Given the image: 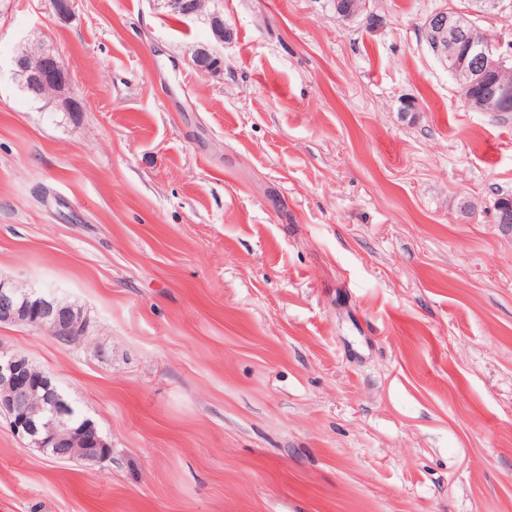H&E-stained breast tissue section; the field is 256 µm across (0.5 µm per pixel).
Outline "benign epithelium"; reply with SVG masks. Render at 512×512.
Here are the masks:
<instances>
[{
  "mask_svg": "<svg viewBox=\"0 0 512 512\" xmlns=\"http://www.w3.org/2000/svg\"><path fill=\"white\" fill-rule=\"evenodd\" d=\"M168 5L187 16L201 12L203 0H168ZM475 26L471 14L440 8L428 15L421 31L432 44L436 59L456 81L473 85L490 72H501L512 58V45L487 33L479 41L463 43V33ZM203 72H214L220 59L207 48L193 58ZM14 74L35 98L65 112L76 106L69 67L53 51L40 52L35 65L14 58ZM512 94V88L497 80L482 89L471 102L478 112H496ZM0 323L21 324L42 331L62 345L79 342L87 333L82 312L67 301L33 288H22L8 277H0ZM0 413L9 419L13 432L28 445L59 460L99 462L109 456V444L95 424L71 425L66 404L53 380L36 373L29 359L0 347Z\"/></svg>",
  "mask_w": 512,
  "mask_h": 512,
  "instance_id": "benign-epithelium-1",
  "label": "benign epithelium"
}]
</instances>
